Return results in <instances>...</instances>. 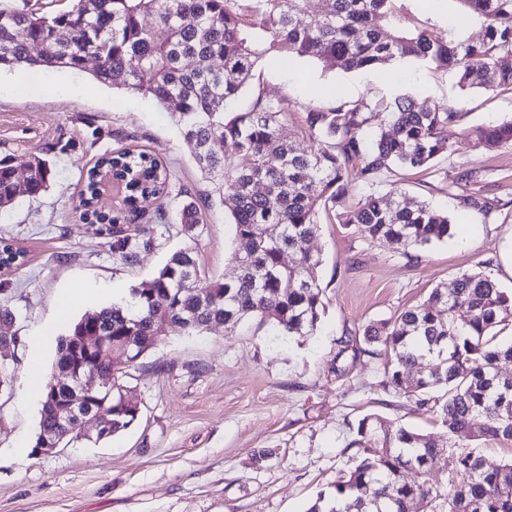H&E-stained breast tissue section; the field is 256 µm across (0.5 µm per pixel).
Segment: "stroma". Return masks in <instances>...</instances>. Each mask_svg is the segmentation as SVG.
I'll use <instances>...</instances> for the list:
<instances>
[{
	"label": "stroma",
	"mask_w": 512,
	"mask_h": 512,
	"mask_svg": "<svg viewBox=\"0 0 512 512\" xmlns=\"http://www.w3.org/2000/svg\"><path fill=\"white\" fill-rule=\"evenodd\" d=\"M401 19L408 27L449 26L474 41L482 36L480 24L454 0H403ZM9 76L0 71V152L11 153L22 172L31 156L49 149L54 166L45 192L0 212V239L21 254L18 266L0 268V304L15 314L0 324V336L17 339L0 351L12 368L9 387L0 391V512H308L352 465L353 428L363 416L445 440L438 417L383 388L385 359L363 336L485 261L500 287L512 292V273L500 263L512 250V148L476 147L462 136L466 128L512 120V92L484 84L463 90L446 70L414 62L397 61L375 74L327 70L288 55L261 61L239 106L257 88L269 98L324 107L386 103L408 92L439 103L462 101L458 125L443 132L454 154L425 172L387 174L371 189L351 185L347 194L351 204L392 191L426 202L450 216L448 239L412 261L398 245L323 223L309 242L322 260L325 302L313 334L282 336L256 319L203 333L171 325L122 379L139 406L132 427L21 456L15 447L22 439L34 444L42 408L41 398L22 396L29 339L49 326L66 333V326L52 324L61 293L112 286L125 296L153 277L185 242L176 215L190 199L203 215L201 267L227 279L236 269L229 206L207 200L209 185L165 109L97 84L86 70H40L39 85L27 92ZM121 136L154 156L183 190L166 199L165 223L145 234L125 225L140 245L131 265L113 253L106 225L83 222L76 208L82 174ZM61 141L73 150L55 152ZM461 166L473 172L472 192L494 203L490 214L465 207L461 191H449L448 178ZM342 339L350 343L344 352Z\"/></svg>",
	"instance_id": "stroma-1"
}]
</instances>
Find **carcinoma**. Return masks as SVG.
Returning <instances> with one entry per match:
<instances>
[{"label": "carcinoma", "mask_w": 512, "mask_h": 512, "mask_svg": "<svg viewBox=\"0 0 512 512\" xmlns=\"http://www.w3.org/2000/svg\"><path fill=\"white\" fill-rule=\"evenodd\" d=\"M329 2L327 11L316 12L312 0H75L71 10L55 15L0 4V68L81 71L87 60L96 61L98 82L150 98L169 111L212 185L210 196L231 203L233 278L202 274L196 250L201 220L191 202L181 212L190 244L132 288L129 299L79 319L59 339L57 362L77 360L103 373L110 385H120L125 367L113 364L106 352L83 353L80 337L91 327L114 345L162 336L172 324L201 333L214 325L233 329L251 318L290 336L313 333L324 304L321 259L307 243L322 215L355 226L368 240L396 243L407 256L448 237V215L424 202L371 194L349 209L345 189L352 181L372 186L395 168L431 167L450 151L442 130L458 120L459 104L407 94L389 106L366 101L301 106L257 92L243 111L229 112L227 106L249 85L258 63L283 48L327 69L381 70L394 61H412L453 71L462 89L484 77L512 91V0H453L481 25L478 41L434 24L405 27L399 0ZM148 18L164 29V37L155 35ZM19 30L25 33L21 40L14 38ZM186 59L193 60L192 67L184 65ZM292 112L302 113L299 132L310 143L307 150L281 132ZM465 135L481 147H512V121L472 127ZM228 147L248 164L236 165ZM104 174L124 185L116 211L99 206ZM50 176L49 159L34 156L21 185L11 156L4 154L0 209L41 194ZM169 183L170 174L146 153L114 151L88 172L80 194L82 218L112 226V250L132 262L136 251L120 225L153 204L164 218ZM288 250L297 254L292 266L282 262ZM185 279L200 283V289L183 292ZM462 309L467 316L460 320L456 313ZM511 321L512 293L491 273L467 270L452 287L431 290L383 331L368 330L365 341L382 344L391 355L385 385L436 413L448 430V447L366 415L349 444L358 448L359 461L308 512H417L419 505L430 506L435 491L404 475L433 469L451 474L447 512H512V459L490 470L475 450L464 448L466 441L487 438L512 442V378L498 373L502 362H512V342L496 341ZM427 361L432 362L428 373L413 376L412 370ZM92 402L119 421L114 433L136 422L104 392ZM40 426L58 435L60 443L79 440V431L65 429L44 410Z\"/></svg>", "instance_id": "obj_1"}]
</instances>
